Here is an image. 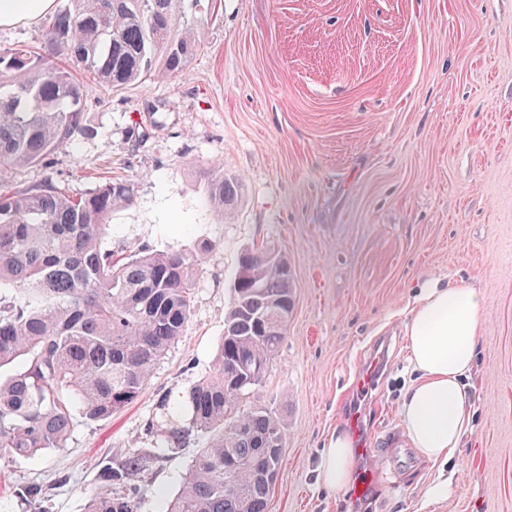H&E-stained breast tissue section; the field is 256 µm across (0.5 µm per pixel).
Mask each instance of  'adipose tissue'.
<instances>
[{"instance_id": "1", "label": "adipose tissue", "mask_w": 512, "mask_h": 512, "mask_svg": "<svg viewBox=\"0 0 512 512\" xmlns=\"http://www.w3.org/2000/svg\"><path fill=\"white\" fill-rule=\"evenodd\" d=\"M481 299L478 291L422 284L404 326L412 380L400 417L403 435L426 460L445 466L455 459L472 429L467 393L477 354ZM348 433L336 429L320 453L318 479L328 489L347 485L353 467Z\"/></svg>"}]
</instances>
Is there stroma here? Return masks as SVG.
Returning a JSON list of instances; mask_svg holds the SVG:
<instances>
[{
  "mask_svg": "<svg viewBox=\"0 0 512 512\" xmlns=\"http://www.w3.org/2000/svg\"><path fill=\"white\" fill-rule=\"evenodd\" d=\"M84 130L10 188L74 196L116 177L134 202L109 219L113 251L191 249L192 315L140 396L110 419L76 418L65 448L0 467V512H85L102 466L148 449L159 396L210 376L244 250L272 246L293 276L285 339L252 399L282 414L268 512H512V0H209L204 46L167 80L90 86ZM223 164L244 185L225 220L207 201ZM481 296L460 463H378L372 500L317 480L320 449L360 406L392 448L410 380L404 321L418 285ZM387 345L365 401L354 380ZM199 445L132 486L163 512ZM448 475L447 495L427 488ZM40 484L45 496L20 500Z\"/></svg>",
  "mask_w": 512,
  "mask_h": 512,
  "instance_id": "obj_1",
  "label": "stroma"
}]
</instances>
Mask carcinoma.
I'll use <instances>...</instances> for the list:
<instances>
[{
    "instance_id": "cac0c4a2",
    "label": "carcinoma",
    "mask_w": 512,
    "mask_h": 512,
    "mask_svg": "<svg viewBox=\"0 0 512 512\" xmlns=\"http://www.w3.org/2000/svg\"><path fill=\"white\" fill-rule=\"evenodd\" d=\"M201 0H70L45 25L49 53L0 52V182L42 162L83 130L88 84L55 62L67 56L94 84L124 89L170 78L203 46ZM208 201L225 218L241 202L238 179L208 176ZM134 185L112 179L74 197L53 184L0 190V464L66 447L74 412L108 419L141 394L154 366L190 320L199 254L115 257L112 211ZM288 258L245 250L234 274L214 373L181 399L159 396L174 423L157 450L135 449L102 468L86 512H138L127 484L163 452L200 438L165 512H267L284 448V420L250 404L293 311Z\"/></svg>"
}]
</instances>
